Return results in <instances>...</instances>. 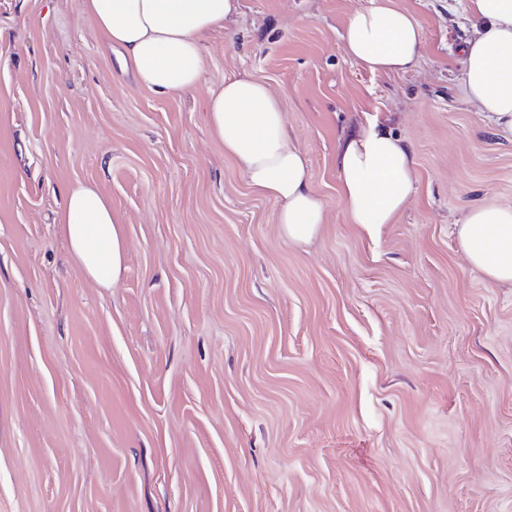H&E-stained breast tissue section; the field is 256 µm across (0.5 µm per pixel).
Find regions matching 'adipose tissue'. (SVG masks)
Masks as SVG:
<instances>
[{"instance_id": "1", "label": "adipose tissue", "mask_w": 512, "mask_h": 512, "mask_svg": "<svg viewBox=\"0 0 512 512\" xmlns=\"http://www.w3.org/2000/svg\"><path fill=\"white\" fill-rule=\"evenodd\" d=\"M82 9L122 52L137 83L179 96L202 78V33L223 26L239 0H82ZM473 34L462 51L458 84L494 134L512 141V0H468ZM341 37L348 57L370 73L414 68L423 45L418 20L394 0H376L348 16ZM210 135L222 142L247 183L273 201L280 235L292 244L314 239L325 222L310 188L307 159L294 145L279 98L249 77L226 79L204 104ZM339 192L349 223L389 224L410 204L415 168L405 143L369 120L339 143ZM59 230L75 264L98 287L124 272L125 240L112 205L97 186L66 191ZM455 235L468 263L499 284L512 285V207L470 205Z\"/></svg>"}]
</instances>
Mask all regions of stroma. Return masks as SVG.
<instances>
[{
    "instance_id": "obj_1",
    "label": "stroma",
    "mask_w": 512,
    "mask_h": 512,
    "mask_svg": "<svg viewBox=\"0 0 512 512\" xmlns=\"http://www.w3.org/2000/svg\"><path fill=\"white\" fill-rule=\"evenodd\" d=\"M375 0H241L199 86L119 70L80 0H0V512H512V286L464 259L470 204L512 206V143L461 95L466 0H395L417 65L348 58ZM265 82L326 221L281 237L204 99ZM387 122L416 190L348 223L340 138ZM97 185L126 245L112 288L57 218Z\"/></svg>"
}]
</instances>
